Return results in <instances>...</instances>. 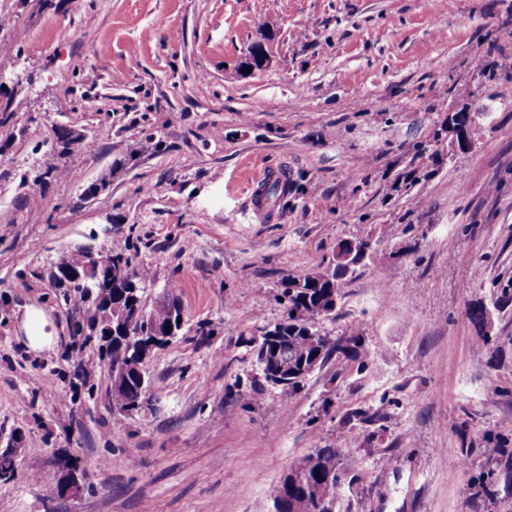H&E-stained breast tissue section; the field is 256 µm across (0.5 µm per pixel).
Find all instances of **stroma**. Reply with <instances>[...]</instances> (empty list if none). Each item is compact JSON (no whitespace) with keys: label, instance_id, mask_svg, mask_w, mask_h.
I'll return each mask as SVG.
<instances>
[{"label":"stroma","instance_id":"35a3bbf8","mask_svg":"<svg viewBox=\"0 0 512 512\" xmlns=\"http://www.w3.org/2000/svg\"><path fill=\"white\" fill-rule=\"evenodd\" d=\"M255 43L269 62L249 71ZM464 107L482 117L461 151L445 126ZM273 170L288 191L255 207ZM351 239L371 249L318 327L364 359L283 400L254 342L284 279ZM116 241L145 307L171 290L186 311L129 416L50 278ZM503 288L512 0H0V450L25 438L0 512H273L317 448L360 478L336 512H512L470 491L512 421V304L481 327L467 309ZM30 305L54 350L23 346ZM69 461L85 479L61 495Z\"/></svg>","mask_w":512,"mask_h":512}]
</instances>
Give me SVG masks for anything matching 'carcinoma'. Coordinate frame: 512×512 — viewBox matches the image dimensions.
<instances>
[{
  "label": "carcinoma",
  "instance_id": "carcinoma-1",
  "mask_svg": "<svg viewBox=\"0 0 512 512\" xmlns=\"http://www.w3.org/2000/svg\"><path fill=\"white\" fill-rule=\"evenodd\" d=\"M112 266L132 270L133 280L112 286V306L127 312L126 332L110 326V319L103 309L91 299L99 288V281L88 284H72L62 280L57 272L63 268H82L88 262L86 254L78 250L62 258L52 272L51 280L58 289L57 300L64 303L75 316L73 335L83 337V344H98L105 352L109 375L108 392L112 410L123 409L135 403L141 388V361L137 354L144 337L155 330H164L170 324L172 311L182 307L180 299L168 293L150 309L142 302L141 292L147 280L143 270L132 269L133 257L127 249L115 247L110 251ZM345 271L327 266L305 275L295 282L289 281L283 291L287 300V318L275 325L276 348L283 361L288 363V384L282 393L294 397L303 388L313 363L323 365L331 356L356 360L361 356L362 342L358 335L332 338L316 328L322 319L333 292L331 282L342 277ZM347 480L343 456L336 448H316L292 463L288 473L277 488L274 512H332ZM512 487V453L487 458L480 465L471 490L473 496L498 498L500 493Z\"/></svg>",
  "mask_w": 512,
  "mask_h": 512
}]
</instances>
